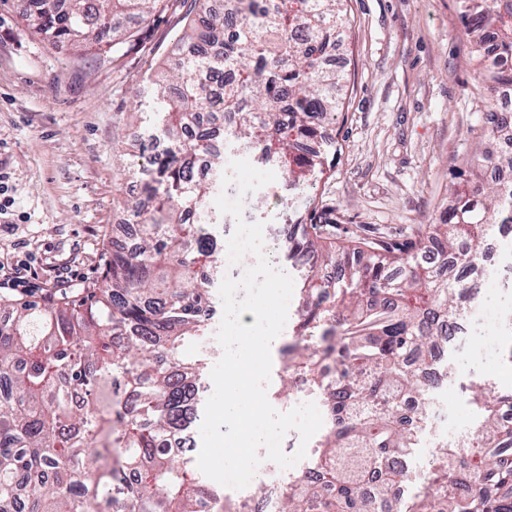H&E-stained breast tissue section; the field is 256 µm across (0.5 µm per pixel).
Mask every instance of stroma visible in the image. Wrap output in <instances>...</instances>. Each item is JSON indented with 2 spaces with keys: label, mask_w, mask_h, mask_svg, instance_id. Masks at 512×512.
Wrapping results in <instances>:
<instances>
[{
  "label": "stroma",
  "mask_w": 512,
  "mask_h": 512,
  "mask_svg": "<svg viewBox=\"0 0 512 512\" xmlns=\"http://www.w3.org/2000/svg\"><path fill=\"white\" fill-rule=\"evenodd\" d=\"M346 8L335 60L343 108L328 129L336 146L325 151V171L297 189L279 180L258 189L263 206L251 220L296 226L312 198L329 211L325 233L336 243L401 240L447 207L454 159L482 139L498 99L475 80L457 0H347ZM188 10L187 0H169L143 44L120 43L118 60L104 64L94 52L49 44L28 28L20 0H0V180L10 200L0 210V264H31L25 299L42 300L66 271L79 292L100 281L124 233L122 203L143 181L125 160L161 135L149 70L168 55ZM294 326L287 320L271 349L267 390L280 412L321 400L312 386L278 393ZM440 371L444 382L428 397L455 391L458 415L427 423L408 458L421 476L434 463L436 438L475 428L472 381L512 390L511 367L453 346Z\"/></svg>",
  "instance_id": "obj_1"
}]
</instances>
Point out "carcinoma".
<instances>
[{
	"label": "carcinoma",
	"mask_w": 512,
	"mask_h": 512,
	"mask_svg": "<svg viewBox=\"0 0 512 512\" xmlns=\"http://www.w3.org/2000/svg\"><path fill=\"white\" fill-rule=\"evenodd\" d=\"M36 34L103 59L115 51L113 23L136 24L125 40L147 38L166 0H27ZM176 63L153 71V112L171 152L151 161L158 178L145 199L127 203L133 245H112L103 283L78 303L0 298V512H224V503L190 462L163 443L202 417L200 380L208 368V311L214 276L210 207L223 186L224 155L210 153L199 129L224 114V147L260 149L280 159L288 187L324 172L305 138L336 120L340 78L332 51L349 24L345 0H230L224 12L193 0ZM475 45L478 85L497 84L484 59L488 35L512 55V0H458ZM512 170V146L490 158L478 148L460 161L465 176L449 188L454 205L425 234L366 243L369 262L345 247L322 246V214L307 201L312 234L285 236L286 255L311 252L335 275L304 278L296 341L282 385L297 373L317 387L331 427L310 469L288 483L273 512H512V428L500 421L512 391L475 383L482 420L471 432L477 460L443 450L422 493L399 498L400 462L419 441L401 421L402 404L423 394L418 370H439L448 347L443 320L460 313L466 288L459 265L498 224H512V183L487 181L488 164ZM446 258L434 266L424 254Z\"/></svg>",
	"instance_id": "obj_1"
}]
</instances>
